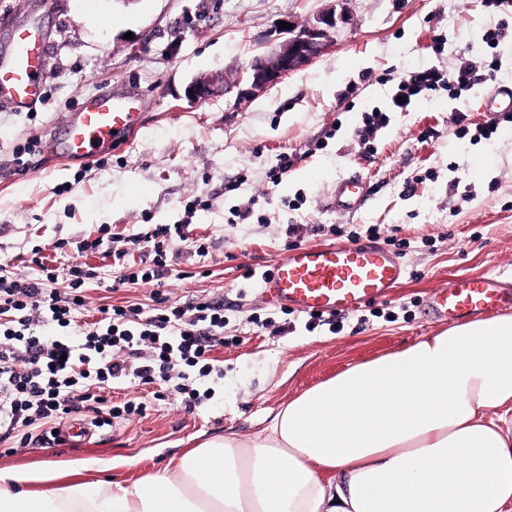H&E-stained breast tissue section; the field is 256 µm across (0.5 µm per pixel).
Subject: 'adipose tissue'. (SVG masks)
I'll list each match as a JSON object with an SVG mask.
<instances>
[{"instance_id":"obj_1","label":"adipose tissue","mask_w":512,"mask_h":512,"mask_svg":"<svg viewBox=\"0 0 512 512\" xmlns=\"http://www.w3.org/2000/svg\"><path fill=\"white\" fill-rule=\"evenodd\" d=\"M0 512H512V315L351 366L133 483L0 470Z\"/></svg>"}]
</instances>
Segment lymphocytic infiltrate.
Instances as JSON below:
<instances>
[{
    "mask_svg": "<svg viewBox=\"0 0 512 512\" xmlns=\"http://www.w3.org/2000/svg\"><path fill=\"white\" fill-rule=\"evenodd\" d=\"M499 69L498 57L485 53L477 61L458 56L450 74L437 67L416 71L393 87L389 112L366 114L357 135L372 145L388 126L390 112L410 111L413 101L441 88L470 89L476 81L494 79ZM179 245L200 256L208 252L207 242L191 237L185 224H154L126 236L110 248L113 277L107 291L163 281L169 275L167 254ZM131 251L143 253L147 263L126 267ZM31 262L36 272L27 280L0 265V442L13 438L26 447L34 431L61 423L79 409L91 412L98 427L142 414L141 404L115 402L107 395L129 378L172 384L189 409L204 399L200 379L223 378L224 369L212 356L225 342L222 303L199 297L172 305L158 290L149 308L100 306L95 320L73 336L69 328L87 303L94 271L79 263L56 268L37 253Z\"/></svg>",
    "mask_w": 512,
    "mask_h": 512,
    "instance_id": "obj_1",
    "label": "lymphocytic infiltrate"
}]
</instances>
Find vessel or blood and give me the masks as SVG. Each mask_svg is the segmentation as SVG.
Instances as JSON below:
<instances>
[{"label": "vessel or blood", "mask_w": 512, "mask_h": 512, "mask_svg": "<svg viewBox=\"0 0 512 512\" xmlns=\"http://www.w3.org/2000/svg\"><path fill=\"white\" fill-rule=\"evenodd\" d=\"M48 44L37 30L16 35L0 58V105L24 109L40 101ZM145 100L132 88L86 97L42 143L45 154L84 162L100 150L125 143L141 128ZM489 121L512 115V86H495L484 97ZM366 191L361 179L337 181L328 209L351 215L361 209ZM407 274L392 251L371 243L304 245L285 253L258 282L260 298L297 314H344L389 296ZM512 308V289L494 276L464 277L437 289L427 309L436 321L453 323Z\"/></svg>", "instance_id": "1"}]
</instances>
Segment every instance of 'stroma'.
Listing matches in <instances>:
<instances>
[{
    "label": "stroma",
    "instance_id": "35a3bbf8",
    "mask_svg": "<svg viewBox=\"0 0 512 512\" xmlns=\"http://www.w3.org/2000/svg\"><path fill=\"white\" fill-rule=\"evenodd\" d=\"M330 11L345 21L327 53L250 93L246 72L280 41V22L303 26ZM3 12L14 24L0 27V55L15 31L36 26L50 59L43 99L23 112L0 108V261L29 276L38 246L56 265L77 262L109 278L111 254L59 252L56 243L190 223L209 251L175 248L162 291L177 304L203 295L223 302L230 343L213 353L223 379L205 381L209 396L195 409L177 393L159 400L156 385L128 381L112 398L142 402L144 416L92 428L82 441L0 453V469L53 461L131 482L207 440L252 438L304 390L439 332L422 313L429 293L461 275L512 273V123L488 140L454 134L457 112L483 123L487 84L457 97L434 91L392 113L371 149L355 135L366 112L387 108L392 81L491 49L485 34L501 14L487 0H0ZM491 50L502 61L496 84L512 85V26ZM211 71L236 88L188 100L186 85ZM127 87L147 103L132 140L84 163L38 152L18 167V149L43 142L83 97ZM284 153L296 160L280 184L269 183ZM352 174L367 201L340 215L325 201ZM236 179L240 188L225 194ZM195 198L202 209L187 213ZM247 206L253 218L231 224V210ZM290 224L304 245L338 244L335 226L379 225L380 245L404 242L407 278L389 298L344 314L340 331L306 330L305 316L275 312L244 277L285 254ZM257 314L276 325L253 324Z\"/></svg>",
    "mask_w": 512,
    "mask_h": 512
}]
</instances>
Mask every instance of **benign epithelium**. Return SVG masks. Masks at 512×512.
I'll use <instances>...</instances> for the list:
<instances>
[{
    "label": "benign epithelium",
    "mask_w": 512,
    "mask_h": 512,
    "mask_svg": "<svg viewBox=\"0 0 512 512\" xmlns=\"http://www.w3.org/2000/svg\"><path fill=\"white\" fill-rule=\"evenodd\" d=\"M337 24L336 14L331 12L321 15L312 26L294 24L281 29L283 40L251 63L248 71L250 90L263 91L324 55L331 47L329 30L337 28ZM237 86L239 83L228 80L223 71L203 73L187 85L186 96L202 102L218 92L227 94Z\"/></svg>",
    "instance_id": "obj_1"
}]
</instances>
